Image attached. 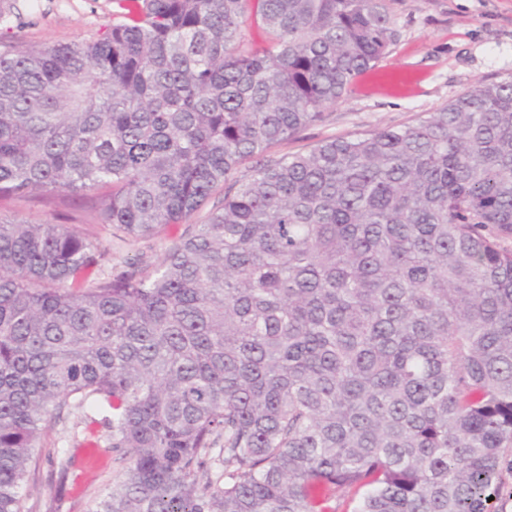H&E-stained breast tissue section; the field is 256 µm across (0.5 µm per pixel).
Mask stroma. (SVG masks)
I'll return each instance as SVG.
<instances>
[{"instance_id":"stroma-1","label":"stroma","mask_w":512,"mask_h":512,"mask_svg":"<svg viewBox=\"0 0 512 512\" xmlns=\"http://www.w3.org/2000/svg\"><path fill=\"white\" fill-rule=\"evenodd\" d=\"M0 23L8 44L64 45L97 37L112 20V0H9ZM400 35L389 53L350 92L325 111V119L275 147L273 156L303 152L357 131L398 127L436 111L476 83L512 73V0H393ZM92 201L63 192L1 198L0 217L40 224H76L111 252L104 275L130 263L154 267L179 242L183 226L159 237L122 241L92 221ZM101 432L92 409L64 412L49 422L36 470L27 486L35 512H87L92 499L126 467L112 449L96 446ZM71 462L61 467L58 454Z\"/></svg>"}]
</instances>
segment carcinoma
Segmentation results:
<instances>
[{
	"label": "carcinoma",
	"instance_id": "carcinoma-1",
	"mask_svg": "<svg viewBox=\"0 0 512 512\" xmlns=\"http://www.w3.org/2000/svg\"><path fill=\"white\" fill-rule=\"evenodd\" d=\"M0 51V197L94 199L151 274L0 217V512L54 412L130 455L89 512H489L512 449V76L411 125L270 148L388 52L391 0H113ZM255 23L264 39L247 38ZM246 158L251 175L233 179Z\"/></svg>",
	"mask_w": 512,
	"mask_h": 512
}]
</instances>
